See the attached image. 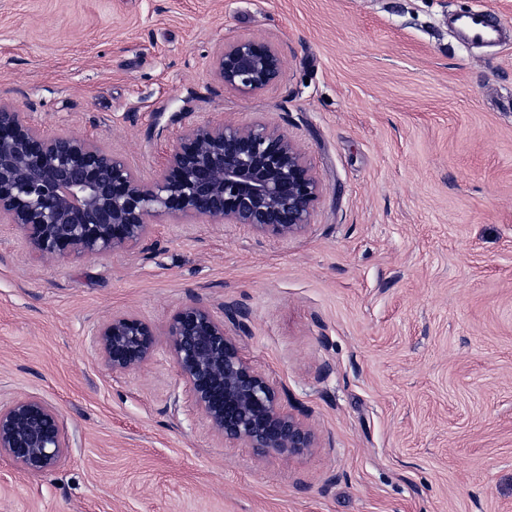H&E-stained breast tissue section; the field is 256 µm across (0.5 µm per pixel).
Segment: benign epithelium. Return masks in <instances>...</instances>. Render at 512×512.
I'll list each match as a JSON object with an SVG mask.
<instances>
[{"mask_svg": "<svg viewBox=\"0 0 512 512\" xmlns=\"http://www.w3.org/2000/svg\"><path fill=\"white\" fill-rule=\"evenodd\" d=\"M283 62L269 43L220 45L214 70L224 87L257 93L279 81ZM322 187L304 154L279 128L217 122L186 129L153 181L86 138L48 135L15 107L0 104V223L15 224L49 260L106 257L151 247L158 214L245 224L275 239L310 226ZM249 312L219 310L193 299L165 328L178 376L215 433L261 454L285 457L317 447V434L284 410L280 392L239 352ZM159 330L133 314H114L92 332V344L115 374L138 369L157 349ZM70 442L59 411L34 394L0 402V457L28 474L53 471Z\"/></svg>", "mask_w": 512, "mask_h": 512, "instance_id": "7a95c632", "label": "benign epithelium"}]
</instances>
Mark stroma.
Wrapping results in <instances>:
<instances>
[{"instance_id":"1","label":"stroma","mask_w":512,"mask_h":512,"mask_svg":"<svg viewBox=\"0 0 512 512\" xmlns=\"http://www.w3.org/2000/svg\"><path fill=\"white\" fill-rule=\"evenodd\" d=\"M512 0H0V101L152 180L205 122L278 125L322 185L279 240L150 217L152 253L41 260L0 223V399L35 393L70 437L30 475L0 457V512H512V37L449 15ZM271 43L280 82L224 88L214 54ZM250 315L242 356L316 448L217 437L154 358L110 372L91 329L166 326L191 299ZM453 23L468 42L489 43L499 37L497 23L484 10L477 9L455 15Z\"/></svg>"}]
</instances>
